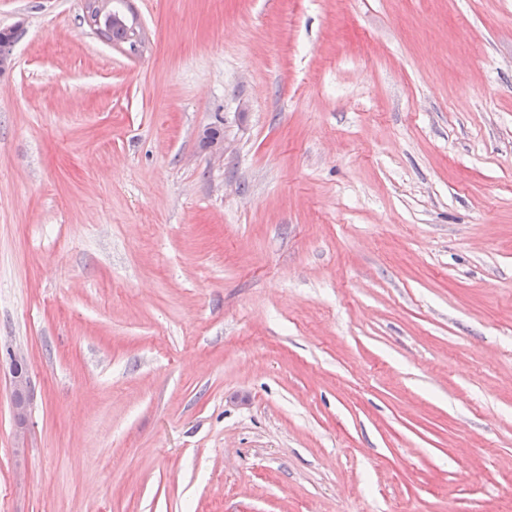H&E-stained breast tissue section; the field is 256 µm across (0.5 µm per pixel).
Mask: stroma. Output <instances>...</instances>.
I'll list each match as a JSON object with an SVG mask.
<instances>
[{
	"mask_svg": "<svg viewBox=\"0 0 512 512\" xmlns=\"http://www.w3.org/2000/svg\"><path fill=\"white\" fill-rule=\"evenodd\" d=\"M83 4L0 0V512H512V0ZM91 1L98 0H85L84 3V20L87 23L89 19L96 24L95 28L97 30V34L108 40V41H116L121 44H125L128 46L129 50L133 52L132 47L134 43L137 41V33L140 34L139 27H134V22L129 24L128 22L124 24L113 22L112 20L101 17L99 19L100 23L97 24L98 13L91 9ZM109 1H98V3L102 4V8L99 12V15H102L103 12L107 11ZM88 24V23H87ZM13 398L12 408L16 425V435L21 441L25 435V426L30 405L28 367L23 359H15L12 370Z\"/></svg>",
	"mask_w": 512,
	"mask_h": 512,
	"instance_id": "obj_1",
	"label": "stroma"
}]
</instances>
